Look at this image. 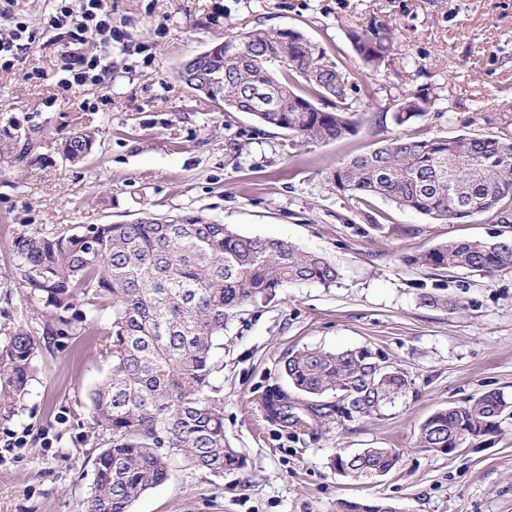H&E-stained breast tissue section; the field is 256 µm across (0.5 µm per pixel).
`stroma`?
<instances>
[{"instance_id":"1","label":"stroma","mask_w":512,"mask_h":512,"mask_svg":"<svg viewBox=\"0 0 512 512\" xmlns=\"http://www.w3.org/2000/svg\"><path fill=\"white\" fill-rule=\"evenodd\" d=\"M111 49L87 40L78 53L104 56L102 83L72 92L46 28L49 0H0L37 41L0 69V142L36 129L30 162L0 158V343L16 329L43 339L45 309L15 278L23 232L199 213L245 235L324 255L331 287L303 282L246 307L224 330L214 383L224 432L244 468L217 478L174 469L131 512H345L344 502L397 512H512V416L496 435L448 456L417 447L434 412L484 392L512 400V270L483 276L431 273L411 256L448 240L512 241V223L488 214L448 224L375 198L361 205L333 190L336 165L380 141L512 135V0H109ZM390 23L395 49L361 96L355 136L304 145L227 112L178 77L182 66L243 30L299 31L352 74L362 62L348 32ZM429 89L426 117L396 125L399 89ZM96 132L80 164L61 156L75 130ZM432 293L458 310L421 304ZM97 339L85 332L41 347L36 371L12 413L0 409V512H82L94 476L95 435L77 404L104 376ZM366 346L397 365L411 387L379 413L304 430L264 409L290 352ZM394 448L396 471L357 484L331 466L336 453Z\"/></svg>"}]
</instances>
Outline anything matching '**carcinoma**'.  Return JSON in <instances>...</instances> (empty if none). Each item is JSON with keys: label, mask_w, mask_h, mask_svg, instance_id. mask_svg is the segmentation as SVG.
<instances>
[{"label": "carcinoma", "mask_w": 512, "mask_h": 512, "mask_svg": "<svg viewBox=\"0 0 512 512\" xmlns=\"http://www.w3.org/2000/svg\"><path fill=\"white\" fill-rule=\"evenodd\" d=\"M364 64L351 81L336 61L294 30H244L224 39V67L216 81L224 111L247 112L259 123L306 144L357 133V99L367 79L390 61L395 31L375 19L349 32ZM330 104L323 110L314 101ZM433 104L423 89H403L392 120L404 125ZM93 132L80 130L63 145V157L81 162L93 153ZM40 147L33 130L16 129L0 155L32 159ZM329 182L360 203L380 198L450 224L487 212L512 219V138H393L336 166ZM410 262L434 271L468 270L484 276L512 268V242L450 240ZM16 274L53 312L77 301L90 312L112 309L100 337L109 362L105 377L79 403L87 426L107 434L94 461L84 512H131L132 504L168 480L174 464L222 477L244 465L224 434V400L212 379L221 371L215 350L224 326L243 308L296 282L329 287L338 272L323 255L283 240L240 234L198 214L173 224L141 217L130 223L88 224L16 241ZM40 342L17 329L0 346V388L22 395L32 380ZM282 376L299 402L275 388L274 418L291 426L333 419L356 421L394 403L410 389L404 373L366 346L327 351L304 348L288 355ZM512 402L490 391L439 410L419 428L420 448H460L494 435ZM400 453L365 448L357 458L338 454L360 481L390 473Z\"/></svg>", "instance_id": "carcinoma-1"}]
</instances>
